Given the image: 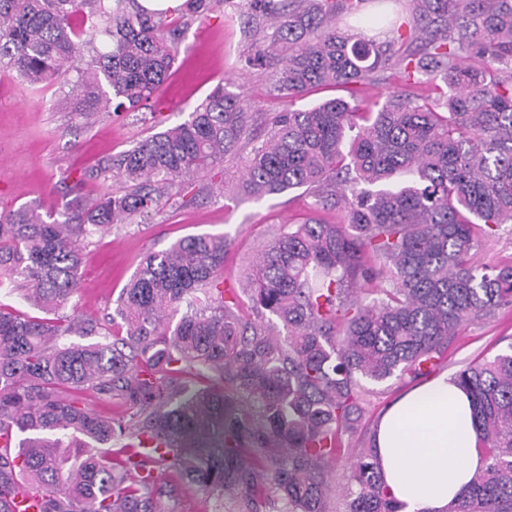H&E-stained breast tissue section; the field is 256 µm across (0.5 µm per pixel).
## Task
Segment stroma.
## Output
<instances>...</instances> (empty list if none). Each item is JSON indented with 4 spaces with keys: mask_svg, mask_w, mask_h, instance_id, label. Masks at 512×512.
I'll return each mask as SVG.
<instances>
[{
    "mask_svg": "<svg viewBox=\"0 0 512 512\" xmlns=\"http://www.w3.org/2000/svg\"><path fill=\"white\" fill-rule=\"evenodd\" d=\"M208 10L189 18L176 63L145 108L102 114L90 125L77 115L68 86H29L16 72L0 67V210L21 206L54 213L76 194L75 179L102 157L132 149L139 142L179 124L216 87L239 94L265 136L266 120L287 103L276 89L273 69L256 70L247 61L272 32L269 22L251 20L237 0H207ZM397 86L394 71L383 80L356 90L318 88L296 105L306 108L341 97L363 109H379ZM239 177L238 164L224 162L178 180L148 215L95 236L83 251L78 290L65 312L108 320L121 291L145 254L161 251L189 235L224 236L225 287L237 286L244 265L279 227L310 216L303 190L253 199L216 189L220 180ZM512 342V310L462 327L438 374H455L463 365L491 358ZM409 380L378 385L358 431L345 437L347 448L328 495L331 512H340V475L349 471L387 406L411 390Z\"/></svg>",
    "mask_w": 512,
    "mask_h": 512,
    "instance_id": "35a3bbf8",
    "label": "stroma"
}]
</instances>
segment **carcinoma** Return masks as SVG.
Returning a JSON list of instances; mask_svg holds the SVG:
<instances>
[{
    "label": "carcinoma",
    "mask_w": 512,
    "mask_h": 512,
    "mask_svg": "<svg viewBox=\"0 0 512 512\" xmlns=\"http://www.w3.org/2000/svg\"><path fill=\"white\" fill-rule=\"evenodd\" d=\"M366 0H241L271 22L248 64L276 65L288 109L254 137L239 97L216 88L188 119L109 156L76 184L113 176L119 191L75 197L60 213L0 212V291L44 316L0 304V512L19 493L40 512H164L153 469L173 468L224 512H329L328 470L376 393L420 381L458 330L512 308V261L472 251L512 223V0H377L373 34L343 18ZM96 19L79 29L77 15ZM179 28L136 0H0V65L29 85H72L86 121L149 102L169 76ZM401 84L375 112L333 98L294 107L319 86ZM441 81L434 101L415 74ZM251 150L239 156L241 147ZM239 157L232 184L253 197L304 188L314 218L279 228L223 288L224 236L198 234L147 254L115 317L75 319L81 242L156 209L179 178ZM373 286L369 303L353 286ZM185 306L175 327L169 310ZM273 317L281 335L263 323ZM70 336L90 339L66 342ZM453 380L469 395L486 465L439 512H512V343ZM118 404L117 416L78 394ZM343 512H400L374 445L342 483Z\"/></svg>",
    "instance_id": "1"
}]
</instances>
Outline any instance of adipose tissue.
I'll use <instances>...</instances> for the list:
<instances>
[{"mask_svg": "<svg viewBox=\"0 0 512 512\" xmlns=\"http://www.w3.org/2000/svg\"><path fill=\"white\" fill-rule=\"evenodd\" d=\"M471 401L448 376L409 391L382 415L376 450L401 512H441L485 465Z\"/></svg>", "mask_w": 512, "mask_h": 512, "instance_id": "obj_1", "label": "adipose tissue"}]
</instances>
